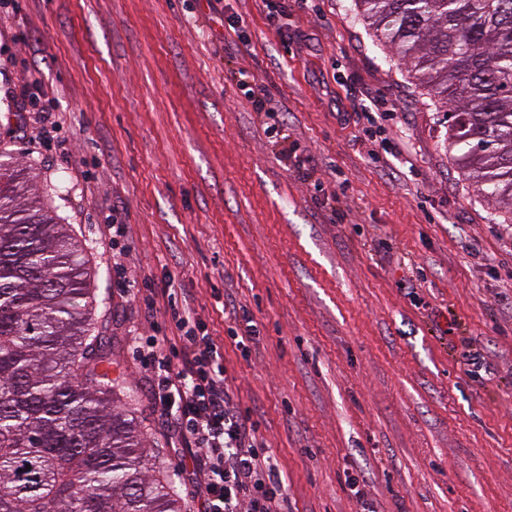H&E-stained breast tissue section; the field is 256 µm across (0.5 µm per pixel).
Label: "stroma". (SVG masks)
<instances>
[{
  "instance_id": "1",
  "label": "stroma",
  "mask_w": 512,
  "mask_h": 512,
  "mask_svg": "<svg viewBox=\"0 0 512 512\" xmlns=\"http://www.w3.org/2000/svg\"><path fill=\"white\" fill-rule=\"evenodd\" d=\"M273 2L275 27L262 0H0V148L86 248L112 374L160 469L176 461L130 343L168 324L148 282L186 296L223 344L290 512H512V227L351 0ZM242 69L287 141L266 134ZM34 71L58 121L47 144L23 106ZM371 97L395 108L376 160L358 120ZM306 157L334 208L296 174ZM112 216L128 226L127 294L102 234ZM228 299L257 325L241 345ZM240 75L244 76V79H241L239 86L244 95L251 101L255 111L260 114L264 112V115L266 116H272V112H274V110L271 106L272 98L268 89L265 86L256 83L254 75L248 72H241ZM248 77H252V82H247L245 80Z\"/></svg>"
}]
</instances>
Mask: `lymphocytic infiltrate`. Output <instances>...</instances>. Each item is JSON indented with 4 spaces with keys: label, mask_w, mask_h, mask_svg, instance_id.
I'll list each match as a JSON object with an SVG mask.
<instances>
[{
    "label": "lymphocytic infiltrate",
    "mask_w": 512,
    "mask_h": 512,
    "mask_svg": "<svg viewBox=\"0 0 512 512\" xmlns=\"http://www.w3.org/2000/svg\"><path fill=\"white\" fill-rule=\"evenodd\" d=\"M169 316L173 335L133 346L152 370L149 399L171 424L178 469L195 481V512H288L281 471L226 383L221 345L178 308Z\"/></svg>",
    "instance_id": "obj_1"
}]
</instances>
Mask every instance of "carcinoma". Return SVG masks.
Listing matches in <instances>:
<instances>
[{
    "mask_svg": "<svg viewBox=\"0 0 512 512\" xmlns=\"http://www.w3.org/2000/svg\"><path fill=\"white\" fill-rule=\"evenodd\" d=\"M447 112L455 160L512 224V0H353ZM0 152V512H182L94 335L84 247Z\"/></svg>",
    "mask_w": 512,
    "mask_h": 512,
    "instance_id": "1",
    "label": "carcinoma"
}]
</instances>
